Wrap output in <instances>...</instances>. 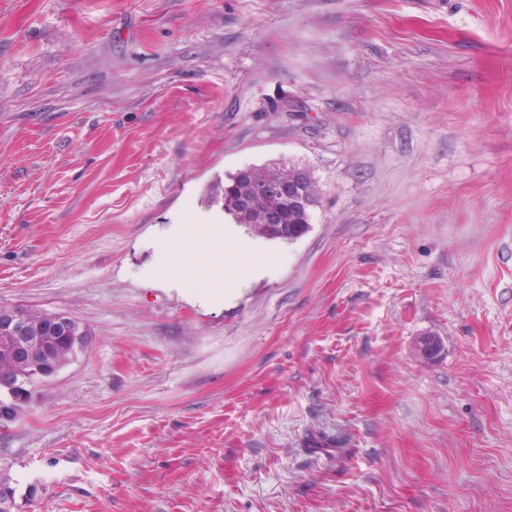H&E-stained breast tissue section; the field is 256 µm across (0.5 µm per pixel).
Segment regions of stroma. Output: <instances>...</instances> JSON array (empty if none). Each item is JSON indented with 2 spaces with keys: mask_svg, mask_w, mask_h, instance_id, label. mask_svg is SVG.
I'll return each mask as SVG.
<instances>
[{
  "mask_svg": "<svg viewBox=\"0 0 512 512\" xmlns=\"http://www.w3.org/2000/svg\"><path fill=\"white\" fill-rule=\"evenodd\" d=\"M273 162L292 242L211 200ZM197 216L265 269L147 280ZM1 306L89 331L14 512H512V0H0Z\"/></svg>",
  "mask_w": 512,
  "mask_h": 512,
  "instance_id": "stroma-1",
  "label": "stroma"
}]
</instances>
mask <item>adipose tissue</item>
<instances>
[{"mask_svg": "<svg viewBox=\"0 0 512 512\" xmlns=\"http://www.w3.org/2000/svg\"><path fill=\"white\" fill-rule=\"evenodd\" d=\"M229 233L210 230L205 224L185 225L176 240L172 257L188 266H195L198 260H205L213 270L208 278L209 287H224L225 270L238 266H251L254 263L252 253L243 247L230 244Z\"/></svg>", "mask_w": 512, "mask_h": 512, "instance_id": "obj_1", "label": "adipose tissue"}]
</instances>
